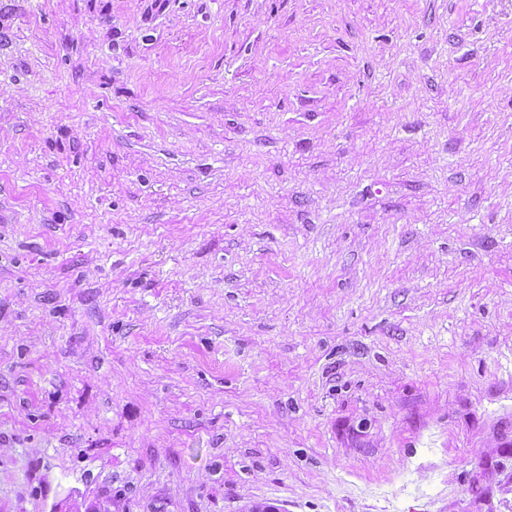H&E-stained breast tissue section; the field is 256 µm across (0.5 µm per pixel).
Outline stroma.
<instances>
[{
    "label": "stroma",
    "mask_w": 512,
    "mask_h": 512,
    "mask_svg": "<svg viewBox=\"0 0 512 512\" xmlns=\"http://www.w3.org/2000/svg\"><path fill=\"white\" fill-rule=\"evenodd\" d=\"M512 512V0H0V512Z\"/></svg>",
    "instance_id": "stroma-1"
}]
</instances>
